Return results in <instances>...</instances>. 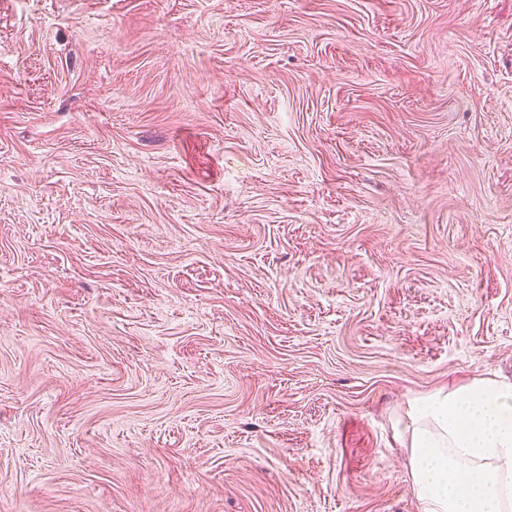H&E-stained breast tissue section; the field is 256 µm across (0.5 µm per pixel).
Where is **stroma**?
<instances>
[{
	"instance_id": "obj_1",
	"label": "stroma",
	"mask_w": 512,
	"mask_h": 512,
	"mask_svg": "<svg viewBox=\"0 0 512 512\" xmlns=\"http://www.w3.org/2000/svg\"><path fill=\"white\" fill-rule=\"evenodd\" d=\"M486 375L512 0H0V512H419Z\"/></svg>"
}]
</instances>
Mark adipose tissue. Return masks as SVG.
<instances>
[{"label":"adipose tissue","mask_w":512,"mask_h":512,"mask_svg":"<svg viewBox=\"0 0 512 512\" xmlns=\"http://www.w3.org/2000/svg\"><path fill=\"white\" fill-rule=\"evenodd\" d=\"M407 417L420 512H512V383L477 377L414 401Z\"/></svg>","instance_id":"adipose-tissue-1"}]
</instances>
